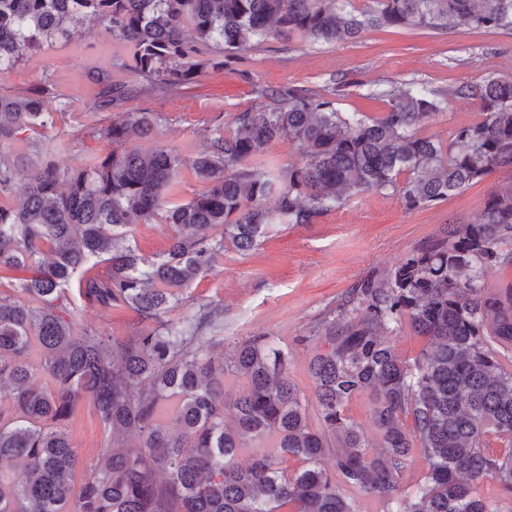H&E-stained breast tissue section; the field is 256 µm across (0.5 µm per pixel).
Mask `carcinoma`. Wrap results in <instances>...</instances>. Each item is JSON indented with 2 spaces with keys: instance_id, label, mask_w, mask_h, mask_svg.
<instances>
[{
  "instance_id": "carcinoma-1",
  "label": "carcinoma",
  "mask_w": 512,
  "mask_h": 512,
  "mask_svg": "<svg viewBox=\"0 0 512 512\" xmlns=\"http://www.w3.org/2000/svg\"><path fill=\"white\" fill-rule=\"evenodd\" d=\"M81 21L130 48L123 67L177 87L270 37L332 44L367 29L512 30V0H0V66ZM207 47L225 55L208 58ZM92 80L95 112L131 95L107 72ZM335 95L260 88V104L190 161L174 148L122 149L160 123L156 112L105 128L112 152L84 167L59 149H39L35 161L0 154V194L19 196L0 205V280L24 273L0 293V401L11 403L0 409V462L18 464L0 469V512H362L351 490L381 512H503L480 488L490 480L512 494V288L493 292L485 280L512 268V184L488 194L479 222L446 225L342 293L309 364L318 427L288 378V349L253 336L214 353L220 304L168 318L225 247L249 251L271 224H314L371 192L415 211L512 169V79L381 88L387 108L376 118L340 111ZM450 97L470 101L478 119L446 142L423 135ZM50 105L46 85L0 94V147L44 126ZM276 140L297 144L301 162H265ZM186 165L208 190L169 205L166 190ZM156 218L173 232L167 251L147 259L129 235ZM72 289L156 327L116 343L76 322ZM405 326L427 342L411 363L390 341ZM232 376L247 380L234 397ZM364 395L377 449L348 414ZM83 398L111 439L78 484L64 422ZM417 448L427 469L410 491L402 478ZM243 450L246 465L235 461ZM283 455L301 468L283 470Z\"/></svg>"
}]
</instances>
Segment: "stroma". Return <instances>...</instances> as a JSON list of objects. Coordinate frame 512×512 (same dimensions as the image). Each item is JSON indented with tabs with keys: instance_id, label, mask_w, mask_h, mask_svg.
<instances>
[{
	"instance_id": "35a3bbf8",
	"label": "stroma",
	"mask_w": 512,
	"mask_h": 512,
	"mask_svg": "<svg viewBox=\"0 0 512 512\" xmlns=\"http://www.w3.org/2000/svg\"><path fill=\"white\" fill-rule=\"evenodd\" d=\"M124 56L105 27L77 24L68 39L0 71V92L16 94L47 82L54 93L52 123L22 132L0 152L15 155L36 145L59 147L69 164L82 167L111 153L107 126L129 112H155L162 117L155 135L128 140L126 149L176 147L190 159L206 150L215 132L231 130L235 113L257 104L258 86H333L341 111L374 118L386 109L385 101L373 95L379 88L419 82L444 91L489 74L512 78V31L485 32L465 25L444 34L372 30L330 45L270 39L232 66L204 70L176 88L154 86L123 70ZM101 70L130 84L133 95L94 114L89 107L99 87L91 75ZM510 182L512 171L504 169L447 201L411 212L397 197L370 193L313 224L272 225L251 251L226 247L215 270L186 290V304H223L225 344L262 334L287 344L292 352L288 377L304 395L309 419H316L309 373L319 345L312 336L316 323L356 279L383 273L445 225L477 223L490 191ZM74 317L117 341L146 328L131 309H107L80 299ZM68 432L78 450L76 474L81 477L106 439L88 399L77 403Z\"/></svg>"
}]
</instances>
